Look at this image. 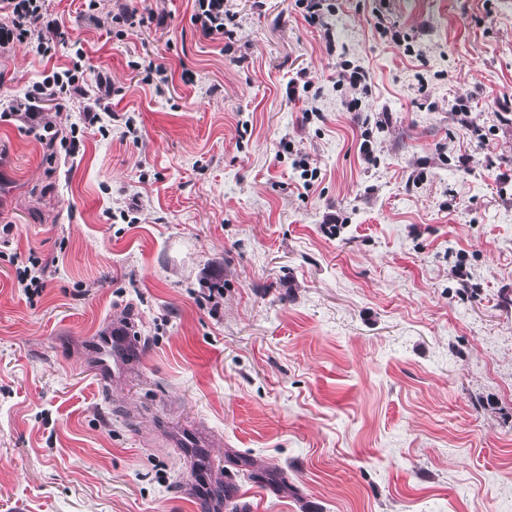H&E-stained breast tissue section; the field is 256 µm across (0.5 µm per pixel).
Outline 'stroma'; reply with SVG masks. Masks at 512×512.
<instances>
[{
    "instance_id": "35a3bbf8",
    "label": "stroma",
    "mask_w": 512,
    "mask_h": 512,
    "mask_svg": "<svg viewBox=\"0 0 512 512\" xmlns=\"http://www.w3.org/2000/svg\"><path fill=\"white\" fill-rule=\"evenodd\" d=\"M327 2L234 0L227 52L194 0H53L68 43L0 47V101L85 77L55 152L0 116V512H512V0Z\"/></svg>"
}]
</instances>
